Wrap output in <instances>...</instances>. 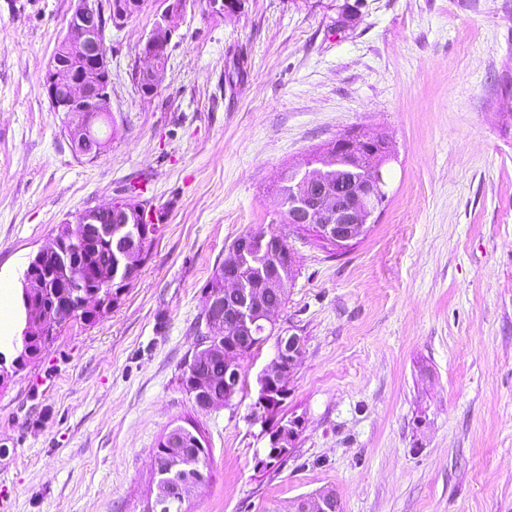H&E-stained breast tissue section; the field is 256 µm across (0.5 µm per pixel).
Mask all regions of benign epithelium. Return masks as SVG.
<instances>
[{"label":"benign epithelium","instance_id":"benign-epithelium-1","mask_svg":"<svg viewBox=\"0 0 512 512\" xmlns=\"http://www.w3.org/2000/svg\"><path fill=\"white\" fill-rule=\"evenodd\" d=\"M164 4L165 8L155 29L140 42V58L147 65L136 69L137 76L147 73L154 82L160 71L158 56L168 55V47L178 30L172 0H164ZM125 23L126 17L112 15L110 0H74L63 45L73 59L86 62L91 70L77 76L54 55L44 77L43 86L53 111L79 117L76 123L65 124L62 132L74 153L90 161L96 160L102 152L96 146L98 138L90 132L91 121L98 115L112 116V77L104 45L105 32L110 26L120 28ZM377 142L379 139L376 137L348 134L329 144L325 148L326 154L336 157V165L339 167L336 182L332 184L323 181L317 168L305 172L289 168V187L293 201L289 221L294 224H313L340 246L364 235L367 226L375 223V213L382 210L387 200L383 159L377 157L373 150L369 152V156L373 157L372 164L360 168V147L370 148ZM358 169L362 170L363 176L356 179L352 172ZM75 224L76 228H68L56 235L52 243L39 250L28 265L33 271L44 269L47 279L59 278L66 283L69 288L67 301L56 303L53 319L42 317L36 322H27L22 332V349L16 350L12 357L8 358L0 352V378L24 367V358L31 354L32 338L59 326L72 313L73 308H100L103 302L101 292L90 289L70 262V255L81 250L88 240V225H94L95 236L110 244L116 268L121 265L129 268V245L148 237L143 227H130L126 220L112 223L110 203L79 212ZM255 265L262 266L265 284L274 288L283 266L287 265V255L271 242L264 241L262 236H243L233 244L232 257L224 263V296L235 300L232 309L227 312V319L234 335L240 339L252 335L259 321L272 320V314L262 307L255 293L246 289L248 270ZM302 347L303 338L295 334L279 338L274 358L258 378L257 410L267 413L273 409L267 383L277 377L278 384L288 385V375ZM298 427V422H286L278 426V433L271 440L274 449L270 456L287 452ZM170 446L177 448L178 452L167 470H177L178 480L169 488L173 496L180 499L181 488L193 483L194 470L191 463L186 461L187 454L181 449L182 442L178 437H172Z\"/></svg>","mask_w":512,"mask_h":512}]
</instances>
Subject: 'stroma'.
<instances>
[{"instance_id": "35a3bbf8", "label": "stroma", "mask_w": 512, "mask_h": 512, "mask_svg": "<svg viewBox=\"0 0 512 512\" xmlns=\"http://www.w3.org/2000/svg\"><path fill=\"white\" fill-rule=\"evenodd\" d=\"M72 5L0 0V279L20 298L59 226L129 184L161 227L112 310L0 381V512H140L184 418L211 450L191 512L328 490L342 512H512V0H190L150 96L130 78L162 10L145 0L105 33L117 131L93 161L43 90ZM353 130L394 149L388 202L334 254L284 224L280 173ZM258 226L288 237L276 331L304 339L279 459L253 416L274 339L229 405L198 411L178 380L202 288Z\"/></svg>"}]
</instances>
